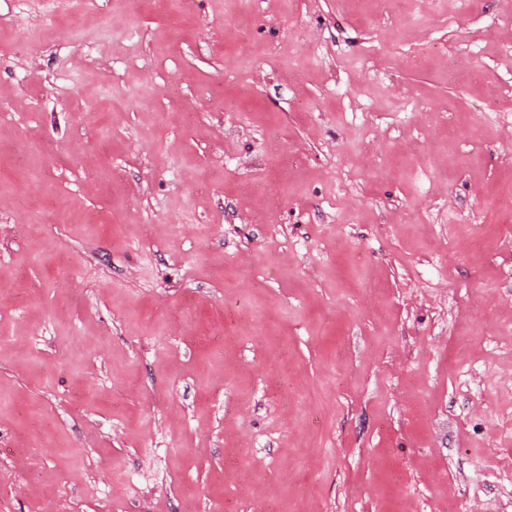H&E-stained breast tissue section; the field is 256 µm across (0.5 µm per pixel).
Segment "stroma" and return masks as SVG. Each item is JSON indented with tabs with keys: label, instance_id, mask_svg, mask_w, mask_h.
Segmentation results:
<instances>
[{
	"label": "stroma",
	"instance_id": "35a3bbf8",
	"mask_svg": "<svg viewBox=\"0 0 512 512\" xmlns=\"http://www.w3.org/2000/svg\"><path fill=\"white\" fill-rule=\"evenodd\" d=\"M262 503L512 512V0H0V512Z\"/></svg>",
	"mask_w": 512,
	"mask_h": 512
}]
</instances>
